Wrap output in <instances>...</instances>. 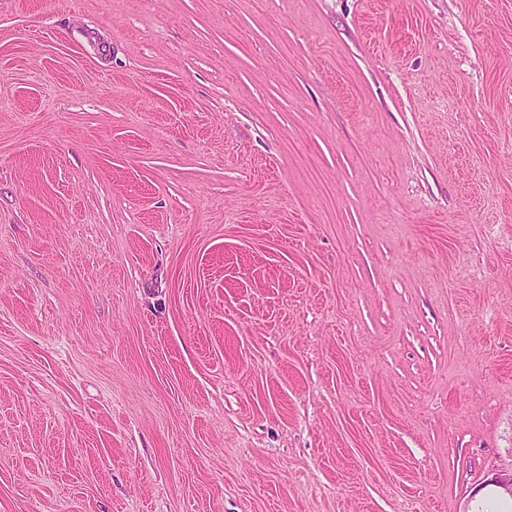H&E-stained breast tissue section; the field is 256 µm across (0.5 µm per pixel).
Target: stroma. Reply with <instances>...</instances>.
Here are the masks:
<instances>
[{
	"label": "stroma",
	"mask_w": 512,
	"mask_h": 512,
	"mask_svg": "<svg viewBox=\"0 0 512 512\" xmlns=\"http://www.w3.org/2000/svg\"><path fill=\"white\" fill-rule=\"evenodd\" d=\"M511 461L512 0H0V512Z\"/></svg>",
	"instance_id": "obj_1"
}]
</instances>
